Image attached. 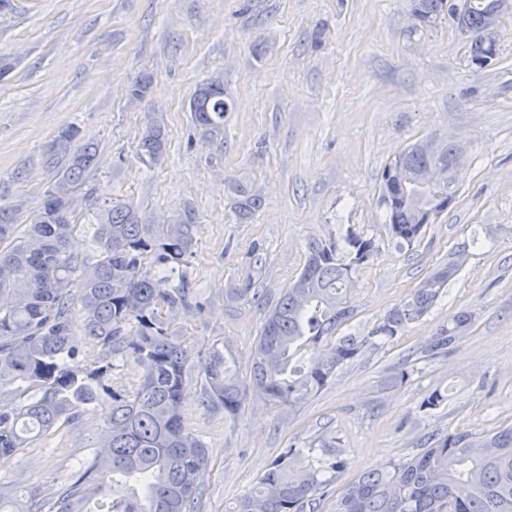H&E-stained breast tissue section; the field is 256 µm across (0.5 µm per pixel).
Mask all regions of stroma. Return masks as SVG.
Segmentation results:
<instances>
[{"mask_svg": "<svg viewBox=\"0 0 512 512\" xmlns=\"http://www.w3.org/2000/svg\"><path fill=\"white\" fill-rule=\"evenodd\" d=\"M451 19L413 25L407 0H11L0 12V205L28 224L48 188L45 160L74 124L98 143L77 189L72 249L98 260L94 226L121 204L148 224L192 213L186 274L197 304L172 325L201 365L211 347L248 378L269 309L299 276L311 242L354 230L372 240L357 268L342 336H364L436 266L468 257L443 297L398 341L366 349L296 409L248 397L232 417L185 380V430L210 453L197 512H232L272 462L313 450L331 472L315 512H336L348 485L418 453L429 437L512 425V13L496 57L473 64ZM151 78L144 98L129 96ZM220 77L233 102L223 127L195 124L191 99ZM153 123L166 147L138 155ZM464 147L451 207L412 248H398L379 203L387 164L426 141ZM258 193L250 219L235 189ZM463 311L475 323L447 352L429 339ZM447 402L425 410L433 390ZM108 417L85 412L0 463V484L55 493L92 460Z\"/></svg>", "mask_w": 512, "mask_h": 512, "instance_id": "stroma-1", "label": "stroma"}]
</instances>
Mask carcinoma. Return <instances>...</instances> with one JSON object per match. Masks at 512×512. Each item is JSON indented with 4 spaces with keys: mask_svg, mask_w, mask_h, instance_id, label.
<instances>
[{
    "mask_svg": "<svg viewBox=\"0 0 512 512\" xmlns=\"http://www.w3.org/2000/svg\"><path fill=\"white\" fill-rule=\"evenodd\" d=\"M427 22L448 12V0H408ZM469 24L479 30L493 0H471ZM232 103L216 77L191 102L197 125L224 126ZM165 134L146 129L141 156L159 158ZM457 145L416 144L398 156L407 174L405 202L385 206L396 245L412 247L424 225L416 214L437 207L441 195L455 197L456 179L422 186L416 175L448 166ZM54 174L24 233L14 236L10 213L0 208V461L9 460L34 438L59 423L72 422L90 406L110 408L94 461L47 503L38 490L26 493L0 485V512H89L86 505L119 477L131 492L98 502L96 512H195L202 494L209 450L181 424L179 405L192 353L171 326V316L192 308L185 274L173 282L195 242V220L145 224L133 210L114 205L94 232L99 259L85 266L69 250L75 230V189L97 163V147L79 127L58 131L53 145ZM238 215L248 218L261 197L237 189ZM372 241L353 232L345 248L335 242L308 246L298 278L269 311L253 353L250 383L244 385L231 356L214 348L199 371L208 403L233 415L246 390L273 405L300 407L321 392L336 373L377 342L392 343L412 321L428 314L459 272L465 251L436 266L399 305L365 336H336L350 317L347 290L352 271L363 265ZM151 259V268L144 261ZM79 288L84 334L105 351L102 364H80L70 317L71 288ZM474 323L461 313L441 328L425 348L436 355ZM131 358L143 370L136 392L116 389L110 374L117 358ZM340 467L290 448L277 457L235 512H306L326 493L325 472ZM336 512H512V426L491 432L436 435L410 459L370 470L336 500Z\"/></svg>",
    "mask_w": 512,
    "mask_h": 512,
    "instance_id": "carcinoma-1",
    "label": "carcinoma"
}]
</instances>
